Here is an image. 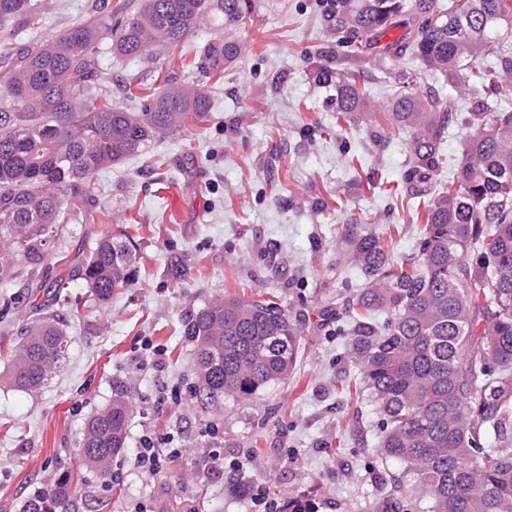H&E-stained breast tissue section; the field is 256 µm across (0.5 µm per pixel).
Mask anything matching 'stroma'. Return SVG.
<instances>
[{"instance_id":"obj_1","label":"stroma","mask_w":512,"mask_h":512,"mask_svg":"<svg viewBox=\"0 0 512 512\" xmlns=\"http://www.w3.org/2000/svg\"><path fill=\"white\" fill-rule=\"evenodd\" d=\"M97 3L30 0V8L41 11L44 30L59 33ZM324 6L259 0L253 21L236 30L202 25L179 60L164 49L140 62L103 53L114 104L139 108L172 75L206 85L211 110L205 122L98 172L94 200L62 216L48 258L34 265L17 257L11 278L0 280V373L10 343L38 313L60 315L69 340L60 371L39 392L0 384V512H19L64 474L79 488L75 512H282L296 496L318 512H361L366 501L388 499L393 482L413 485L382 456L371 403L340 402L355 369L344 330L319 317L362 282L331 264L337 225H378L405 255L417 236L407 193L374 187L380 176L406 175L407 136L379 142L365 125L337 124L334 87L311 79L317 64L345 58L340 39L322 29ZM227 35L241 44L239 59L206 73L202 47ZM354 67L377 106L402 71L417 74L418 93L434 88L461 101L471 92L407 57L389 65L368 55ZM127 84L135 98L125 96ZM121 230L134 246L133 277L100 306L74 274L101 237ZM59 279L73 282L66 299L44 295L42 284ZM264 291L303 319L296 369L253 397L200 403L183 317ZM119 393L132 408L126 450L104 478L85 464L80 440L88 418ZM146 435L180 455L156 473L135 468ZM208 449L223 455V470L206 469ZM239 482L246 496L228 493Z\"/></svg>"}]
</instances>
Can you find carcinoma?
<instances>
[{"mask_svg": "<svg viewBox=\"0 0 512 512\" xmlns=\"http://www.w3.org/2000/svg\"><path fill=\"white\" fill-rule=\"evenodd\" d=\"M259 0H100L85 22L46 41L0 36L8 67L0 90V279L17 245L34 264L65 210L76 211L101 170L141 154L154 139L206 117L210 96L193 81L173 82L138 112L117 109L102 85L101 45L117 58L176 51L207 18L233 29L252 19ZM23 18L39 31L28 0H0V22ZM512 0H332L329 34H343L347 57L374 51L395 61L410 51L428 72L477 86L467 112L430 90L393 92L384 112L368 110L357 70L317 65L312 80L336 86V113L348 123L385 125L409 136L407 207L419 200L425 222L415 251L395 254L374 224L336 227V273L357 269L363 286L336 320L348 326L363 391L382 417L383 454L399 461L431 501L430 512H512V110L492 98L512 76V43L503 24ZM234 40L212 42L204 68L220 71L239 57ZM499 65H480L484 56ZM466 136L448 187L435 189L448 130ZM124 234H108L79 269L104 305L131 275ZM182 333L195 348L200 399L247 398L292 374L302 328L272 300L228 297L186 314ZM4 381L35 391L60 371L63 320L31 324L13 345ZM131 406L122 396L88 420L84 461L107 473L125 448ZM71 479L29 498L23 512H75Z\"/></svg>", "mask_w": 512, "mask_h": 512, "instance_id": "1", "label": "carcinoma"}]
</instances>
